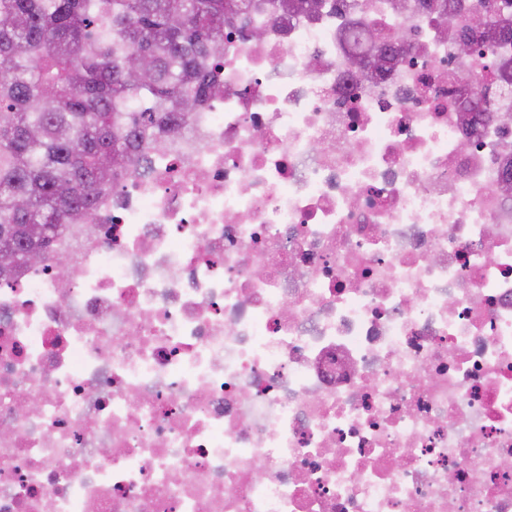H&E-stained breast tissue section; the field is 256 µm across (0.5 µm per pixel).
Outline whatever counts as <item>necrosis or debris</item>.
Listing matches in <instances>:
<instances>
[{
	"mask_svg": "<svg viewBox=\"0 0 512 512\" xmlns=\"http://www.w3.org/2000/svg\"><path fill=\"white\" fill-rule=\"evenodd\" d=\"M354 22L405 29L390 72L356 78ZM217 81L0 279V512H512V97L485 56L348 0L226 19Z\"/></svg>",
	"mask_w": 512,
	"mask_h": 512,
	"instance_id": "4bbe7bcc",
	"label": "necrosis or debris"
}]
</instances>
